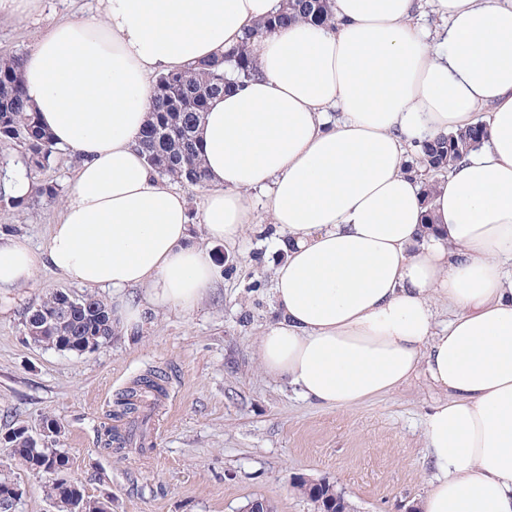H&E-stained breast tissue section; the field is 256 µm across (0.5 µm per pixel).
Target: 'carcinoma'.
Returning a JSON list of instances; mask_svg holds the SVG:
<instances>
[{"label": "carcinoma", "mask_w": 512, "mask_h": 512, "mask_svg": "<svg viewBox=\"0 0 512 512\" xmlns=\"http://www.w3.org/2000/svg\"><path fill=\"white\" fill-rule=\"evenodd\" d=\"M288 22L330 27L334 24L332 2L281 0L277 10L259 21L224 58L196 68L171 70L158 77L153 111L141 145L160 176L194 184L204 182L197 135L211 98L250 77L254 69L250 42L254 37ZM20 61L18 56L0 61V144H22L26 167L37 170L50 164L56 145L39 127L36 113L28 105L21 85ZM483 134V127L474 124L425 141L417 150L418 163L427 172H446L483 140ZM25 326L32 341L78 355L98 350L115 334L112 309L102 298L89 293L77 297L62 292L46 294L28 312ZM164 379L166 375L161 372L141 378L138 388L121 401L123 413L139 412L138 394L161 393ZM0 444L21 466L54 475L46 494L58 512H109L108 501L87 496L78 482L65 477L69 469L65 454L38 444L24 428L11 431Z\"/></svg>", "instance_id": "1"}]
</instances>
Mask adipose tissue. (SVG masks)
<instances>
[{
  "label": "adipose tissue",
  "mask_w": 512,
  "mask_h": 512,
  "mask_svg": "<svg viewBox=\"0 0 512 512\" xmlns=\"http://www.w3.org/2000/svg\"><path fill=\"white\" fill-rule=\"evenodd\" d=\"M100 2L21 61L41 126L81 163L45 249L0 238V293L49 265L111 289L120 329L148 304L193 310L217 271L191 224L237 241L270 189L281 238L261 370L345 408L424 375L442 397L424 418L422 512H512V0H333V27L256 37L253 75L199 130L197 212L138 146L153 79L238 46L278 0ZM425 4L446 24L434 42L414 21ZM477 122L482 146L424 200L407 152Z\"/></svg>",
  "instance_id": "adipose-tissue-1"
}]
</instances>
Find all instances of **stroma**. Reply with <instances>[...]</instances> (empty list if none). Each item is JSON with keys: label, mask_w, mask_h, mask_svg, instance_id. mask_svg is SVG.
<instances>
[{"label": "stroma", "mask_w": 512, "mask_h": 512, "mask_svg": "<svg viewBox=\"0 0 512 512\" xmlns=\"http://www.w3.org/2000/svg\"><path fill=\"white\" fill-rule=\"evenodd\" d=\"M98 8V0H42L18 23L0 18V57L24 55L54 25ZM80 158L64 147L34 185L54 196L23 206L0 202V236L45 248L62 219ZM257 195L254 226L235 243L210 246L221 271L215 289L190 312L149 313L130 334L115 333L95 352L76 355L34 344L25 315L46 293L83 289L48 268L0 296V436L17 427L45 442L43 423L58 421L54 446L86 495L111 500V512H245L267 500L275 512H315L293 487L295 476L342 491L352 512H417L435 470L423 456L424 416L440 397L424 378L352 408H320L260 370L258 337L274 318L272 267L279 234ZM160 370L167 396L151 413L158 441L149 457L107 452L102 425L117 397ZM0 472L23 491L16 512H58L43 492L45 473L0 450Z\"/></svg>", "instance_id": "stroma-1"}]
</instances>
